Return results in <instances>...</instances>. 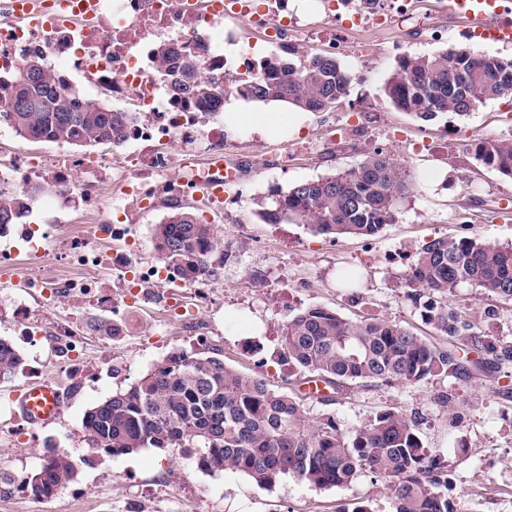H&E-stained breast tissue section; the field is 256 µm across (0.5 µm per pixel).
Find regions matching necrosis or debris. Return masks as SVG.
<instances>
[{"instance_id":"1","label":"necrosis or debris","mask_w":512,"mask_h":512,"mask_svg":"<svg viewBox=\"0 0 512 512\" xmlns=\"http://www.w3.org/2000/svg\"><path fill=\"white\" fill-rule=\"evenodd\" d=\"M14 2L0 0V69L19 66L28 54L43 53L51 68L64 74L66 92L81 99L106 93L114 110L133 115L127 137L107 155L62 150L36 159L23 149L0 154V186L19 192L33 183L53 185L56 206L51 221L64 230L67 266L62 275L42 266L47 249L38 227L12 225L0 231V271L18 275L16 292L0 297V316L10 315L23 335L34 337L40 335L42 321L57 300L69 303V318L53 327L62 390L67 393L73 378L91 373L82 357L80 311L113 310L135 288L143 303H159L189 328L218 291L208 281L188 282L149 263L136 266L127 253L104 254L98 247L106 239H134L144 210L158 198L177 199L197 183H221L229 177L225 171L177 165L178 147L223 156L224 109L193 99L184 105L173 101L166 78L175 57L195 59L237 90L259 69L253 58L238 65L225 57V43L236 40L234 32L225 29V18L243 16L270 29L283 54L289 44L282 31L296 33L300 27L289 13L288 0H198L190 10L180 8L177 0H97L91 18L54 20L46 14L35 25L13 22ZM340 5L356 23L380 28L387 26L390 14H409L412 0H393L387 10L365 0H314L328 25L335 22ZM114 191L122 205L106 206L107 195ZM78 211L95 214L91 234L68 224V216ZM18 234L35 260L23 271L10 246ZM98 267L112 269L114 288L90 278V271Z\"/></svg>"}]
</instances>
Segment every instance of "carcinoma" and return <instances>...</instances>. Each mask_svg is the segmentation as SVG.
Returning a JSON list of instances; mask_svg holds the SVG:
<instances>
[{"mask_svg": "<svg viewBox=\"0 0 512 512\" xmlns=\"http://www.w3.org/2000/svg\"><path fill=\"white\" fill-rule=\"evenodd\" d=\"M10 92L0 98V125L24 141L67 143L76 147L115 145L123 140L132 115L103 102L82 103L63 91L43 54L26 57L5 78ZM352 75L331 54H314L295 64L273 57L240 90L259 103L278 102L303 111L324 112L349 95ZM218 81L191 58L176 61L171 96L186 94L216 104ZM399 110L423 121L440 114L466 116L488 100L512 98V59L468 48L431 55H404L384 86ZM474 158L512 178V140H481ZM409 174L380 151L357 167L300 182L277 193L259 216L268 224H307L313 232L374 236L392 223L407 189ZM53 191L37 183L14 193L0 189V225L14 224L25 201ZM168 209L154 226V244L166 270L193 282L221 283L233 248L215 224L195 208L164 202ZM462 284L492 297L512 300V245L479 237L433 239L415 254L404 287L421 321L450 342L462 341L512 362V348L497 349L487 337L470 332L445 301ZM282 360L336 390L355 381L422 384L457 373L453 350L436 345L410 328L382 319H347L321 306L289 317L281 328ZM24 358L0 338V381L9 382ZM84 429L105 456L142 448H183L207 471L246 474L258 486H274L293 475L317 488L350 484L362 470L389 481L392 512H455L448 499V471L440 455L426 447L416 420L393 408L377 411L348 432L324 414L307 419L301 401L270 388L259 376L244 375L217 356L177 350L126 389L106 397L86 413ZM50 458L26 480L27 492L49 499L77 478L76 461L49 450Z\"/></svg>", "mask_w": 512, "mask_h": 512, "instance_id": "obj_1", "label": "carcinoma"}]
</instances>
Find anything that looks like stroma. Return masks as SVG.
Returning <instances> with one entry per match:
<instances>
[{"instance_id":"35a3bbf8","label":"stroma","mask_w":512,"mask_h":512,"mask_svg":"<svg viewBox=\"0 0 512 512\" xmlns=\"http://www.w3.org/2000/svg\"><path fill=\"white\" fill-rule=\"evenodd\" d=\"M224 25L237 34L235 44L225 45V54L247 49L258 58L274 55L271 38L247 18H228ZM469 30L464 20L449 14L448 0H416L411 15L393 17L381 31L351 27L339 56L353 76L348 97L331 111L313 113L295 138L257 133L228 138L224 156L242 168L241 201L201 215L221 225L238 259L224 269L215 308L200 315V337L187 335L179 323H164L156 307L125 304L111 316L120 334L111 341L112 363L104 366V338L92 328L99 314H87L83 359L97 367V374L75 382L56 422L30 427L22 443H0V472L27 477L40 469L49 449H65L78 464L74 486L84 496L77 501L63 490L44 501L1 497L0 512H124L132 500L144 512H352L358 506L391 512L386 480L367 471L339 487L319 489L287 475L262 489L240 472L203 471L178 448L87 454L86 411L178 349L219 353L240 373L261 375L275 391L300 398L307 417L333 414L345 431L385 407L417 418L426 446L447 466L456 512H512V363L498 366L491 354L472 351L452 376L418 385L354 382L322 401L307 396L308 373L278 356L284 321L311 305L346 318L389 320L434 337L403 286L418 248L446 236L512 243V180L477 164L471 150L484 138L512 137V100L488 101L464 118L445 114L424 122L396 109L383 90L405 54L472 45L512 57V44L474 43ZM360 110L371 112L380 135L357 141L339 137L340 121ZM285 149L291 154L288 167L271 166L270 158ZM376 150L410 175L394 222L377 236L333 238L303 224L260 219L259 204L270 194L355 167ZM356 269L363 273L358 290L342 287L340 272ZM449 300L473 333L512 347V301L488 297L467 284ZM0 337L14 341L28 365L56 375L49 337L26 339L8 320H0ZM447 396L452 399L448 405L443 402Z\"/></svg>"}]
</instances>
